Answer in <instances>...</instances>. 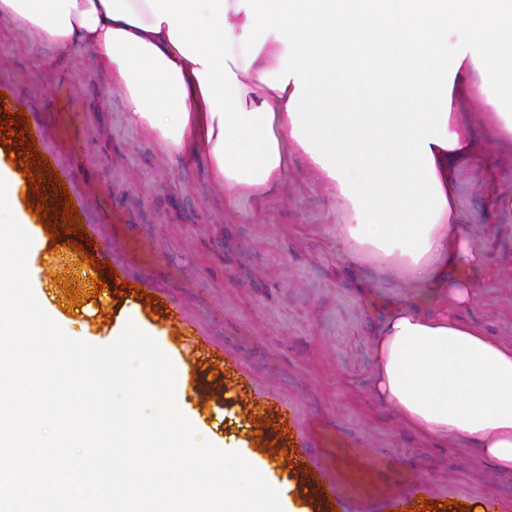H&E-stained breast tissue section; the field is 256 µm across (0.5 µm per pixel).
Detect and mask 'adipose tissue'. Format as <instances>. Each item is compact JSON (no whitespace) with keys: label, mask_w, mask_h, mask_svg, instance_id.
Returning a JSON list of instances; mask_svg holds the SVG:
<instances>
[{"label":"adipose tissue","mask_w":512,"mask_h":512,"mask_svg":"<svg viewBox=\"0 0 512 512\" xmlns=\"http://www.w3.org/2000/svg\"><path fill=\"white\" fill-rule=\"evenodd\" d=\"M60 50L90 49L128 119L166 151L206 159L235 195H267L289 155L338 201L353 261L434 281L448 304L393 309L378 331L376 393L430 438L512 472V344L456 317L488 259L458 219L462 168L512 141V0H0ZM485 101L482 139L459 105ZM0 147V223L38 242Z\"/></svg>","instance_id":"1"}]
</instances>
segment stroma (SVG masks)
Masks as SVG:
<instances>
[{"instance_id":"1","label":"stroma","mask_w":512,"mask_h":512,"mask_svg":"<svg viewBox=\"0 0 512 512\" xmlns=\"http://www.w3.org/2000/svg\"><path fill=\"white\" fill-rule=\"evenodd\" d=\"M0 90L25 111L54 161L89 239L114 242L110 262L124 268L129 294L103 317L83 319L86 342L105 345L129 307L157 325V342L177 370L196 422L219 421L217 409L256 425L249 447L259 455L281 449L286 474L296 464L328 473L364 471L383 498L411 492L421 502L467 508L494 499L512 512V473L451 438L431 439L406 426L374 395V333L394 305L426 312L442 302L440 288L415 285L382 264H353L339 241L342 212L329 188L300 158L288 162L281 184L261 198H232L205 160L184 163L167 153L151 128L129 122L123 90L101 71L91 50L58 51L32 29L0 16ZM495 176L480 167L458 174L465 225L512 250V233L483 224L486 197L512 198V147L497 150ZM76 298L56 288L53 317L66 326L69 310L93 300V279L114 286L63 248ZM477 283L463 318L493 337L512 341V269L493 278L473 270ZM139 295H132V288ZM149 302H142V295ZM210 356L185 348L170 325L171 303ZM347 448H322L320 433ZM362 455H353L350 443ZM422 484L412 493L413 484Z\"/></svg>"}]
</instances>
